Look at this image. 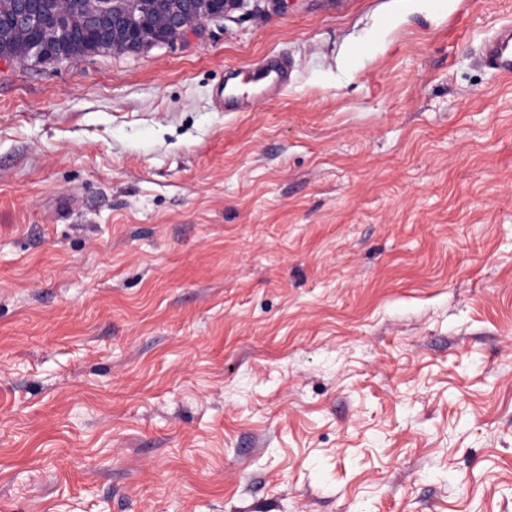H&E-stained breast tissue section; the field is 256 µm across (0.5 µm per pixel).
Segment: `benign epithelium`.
<instances>
[{
  "instance_id": "7a95c632",
  "label": "benign epithelium",
  "mask_w": 512,
  "mask_h": 512,
  "mask_svg": "<svg viewBox=\"0 0 512 512\" xmlns=\"http://www.w3.org/2000/svg\"><path fill=\"white\" fill-rule=\"evenodd\" d=\"M248 0H160L152 28L133 37L129 20L142 0H55V23L46 26L34 0H0V15L9 17L7 33H0V60L54 62L91 49L99 54L140 52L189 35L199 36L208 21L226 17ZM91 31L96 44L88 46L78 35Z\"/></svg>"
}]
</instances>
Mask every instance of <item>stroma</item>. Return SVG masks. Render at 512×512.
Returning a JSON list of instances; mask_svg holds the SVG:
<instances>
[{"mask_svg":"<svg viewBox=\"0 0 512 512\" xmlns=\"http://www.w3.org/2000/svg\"><path fill=\"white\" fill-rule=\"evenodd\" d=\"M508 21L285 0L1 61L0 512H512ZM481 56L496 75L512 76V22L501 24L483 42ZM292 63L281 57L270 63L260 72H255L247 78V82L259 84L264 94L269 95L283 87L288 82V73Z\"/></svg>","mask_w":512,"mask_h":512,"instance_id":"obj_1","label":"stroma"}]
</instances>
